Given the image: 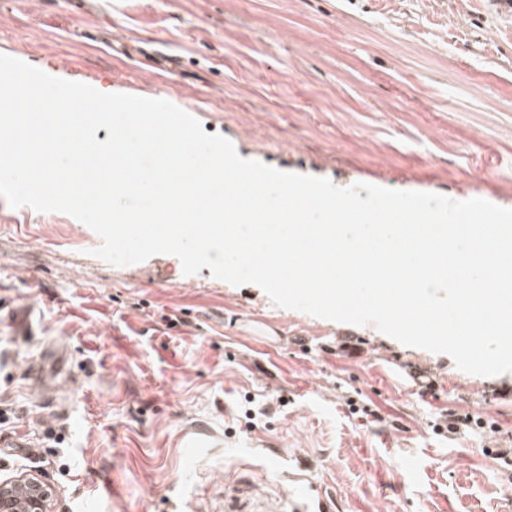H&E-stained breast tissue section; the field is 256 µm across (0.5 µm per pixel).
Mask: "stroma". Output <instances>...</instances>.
<instances>
[{"label": "stroma", "mask_w": 512, "mask_h": 512, "mask_svg": "<svg viewBox=\"0 0 512 512\" xmlns=\"http://www.w3.org/2000/svg\"><path fill=\"white\" fill-rule=\"evenodd\" d=\"M0 55L167 100L283 171L512 208L503 0H0ZM99 243L0 198V480L42 473L56 512H224L238 479L284 512H512V460L430 427L512 431V373ZM444 421L433 422L432 428L440 433H448V439L466 433H477L478 429L484 434L486 433L483 422L480 418L475 419L469 413H458L456 411H448V415L443 416Z\"/></svg>", "instance_id": "1"}]
</instances>
